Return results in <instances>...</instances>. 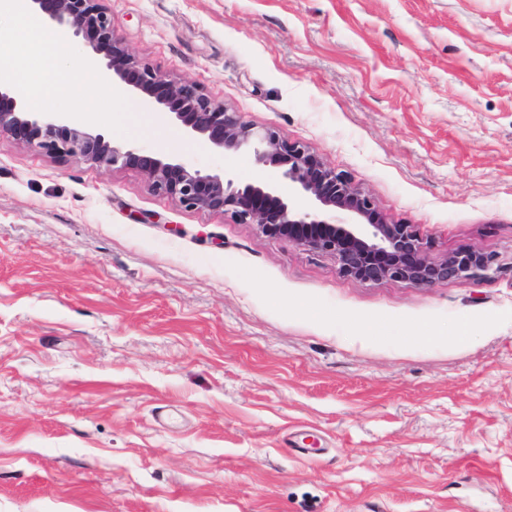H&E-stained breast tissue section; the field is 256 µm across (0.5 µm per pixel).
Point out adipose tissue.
<instances>
[{"mask_svg": "<svg viewBox=\"0 0 512 512\" xmlns=\"http://www.w3.org/2000/svg\"><path fill=\"white\" fill-rule=\"evenodd\" d=\"M24 37L42 52L47 80L39 92H32L29 86L22 84V65L15 60L8 71L9 82L20 85L22 93L36 106L47 104L61 89H68L81 101L80 118L91 120L98 117L101 97L107 92L99 69L77 62L74 49L65 38L41 29L36 23H29Z\"/></svg>", "mask_w": 512, "mask_h": 512, "instance_id": "obj_1", "label": "adipose tissue"}]
</instances>
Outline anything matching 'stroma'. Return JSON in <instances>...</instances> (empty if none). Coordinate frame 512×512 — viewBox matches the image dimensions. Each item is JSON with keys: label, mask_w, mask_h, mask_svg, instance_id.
Wrapping results in <instances>:
<instances>
[{"label": "stroma", "mask_w": 512, "mask_h": 512, "mask_svg": "<svg viewBox=\"0 0 512 512\" xmlns=\"http://www.w3.org/2000/svg\"><path fill=\"white\" fill-rule=\"evenodd\" d=\"M162 76L501 270L430 288L0 136V512H512V0H103ZM107 139L242 182L133 90ZM314 446L310 455L295 444Z\"/></svg>", "instance_id": "1"}]
</instances>
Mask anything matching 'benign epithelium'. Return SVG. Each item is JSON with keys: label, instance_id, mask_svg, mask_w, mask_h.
Listing matches in <instances>:
<instances>
[{"label": "benign epithelium", "instance_id": "7a95c632", "mask_svg": "<svg viewBox=\"0 0 512 512\" xmlns=\"http://www.w3.org/2000/svg\"><path fill=\"white\" fill-rule=\"evenodd\" d=\"M27 6L100 56L104 78L132 87L214 147L247 153L255 166L275 168L289 191L307 198L308 208L294 209L274 183H242L231 174L204 172L188 161L140 154L100 133L71 128L58 115L29 110L24 98L2 83L0 134L62 158L112 168L134 166L156 192L184 207L229 211L237 222L254 224L268 236L286 237L309 252L334 257L343 275L360 281L392 280L430 288L454 279L477 281L494 269L493 255L469 246L440 260L427 257L425 243L413 225L386 219L371 195L329 167L309 146L285 139L274 128L256 129L195 84L161 78L126 51L102 0H27ZM337 212L347 221H332Z\"/></svg>", "mask_w": 512, "mask_h": 512}]
</instances>
